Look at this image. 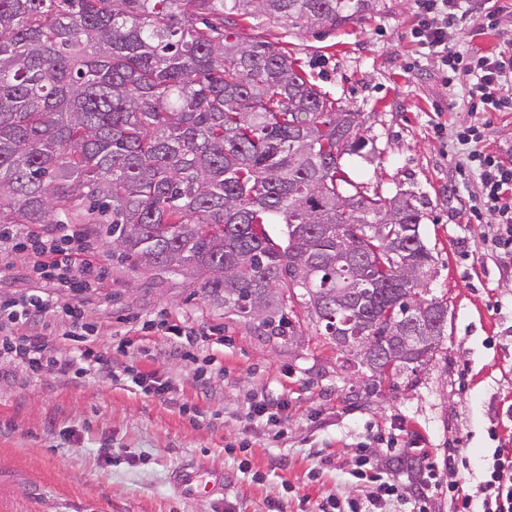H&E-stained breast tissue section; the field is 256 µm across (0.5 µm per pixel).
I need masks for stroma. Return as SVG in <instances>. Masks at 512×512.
<instances>
[{
    "mask_svg": "<svg viewBox=\"0 0 512 512\" xmlns=\"http://www.w3.org/2000/svg\"><path fill=\"white\" fill-rule=\"evenodd\" d=\"M412 0H377L374 12L337 29H295L238 19L237 31L278 44L318 90L363 113L371 152L346 171L368 190L411 193L435 262L427 288L448 302L443 349L417 372L359 397L364 374L317 331L299 296L283 303L287 337L266 336L248 318L210 301L174 274H144L121 260L112 239L85 225L109 274L85 297V321L112 365L90 376L25 368L0 377V512H299L331 496L361 494L351 475L360 457L401 484L381 512H456L448 486L478 496L484 459L512 451V266L486 255L485 221L473 207L475 178L456 165L452 131L470 120L449 93L435 57L414 42ZM206 337L166 357L161 320ZM153 374L161 394L122 376ZM280 398L274 420L250 406ZM464 466L449 472V449ZM421 468L398 471L396 454ZM222 490L177 493L180 468Z\"/></svg>",
    "mask_w": 512,
    "mask_h": 512,
    "instance_id": "35a3bbf8",
    "label": "stroma"
}]
</instances>
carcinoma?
Wrapping results in <instances>:
<instances>
[{"label": "carcinoma", "instance_id": "1", "mask_svg": "<svg viewBox=\"0 0 512 512\" xmlns=\"http://www.w3.org/2000/svg\"><path fill=\"white\" fill-rule=\"evenodd\" d=\"M373 0H0V224H97L145 273L176 272L283 336L298 289L363 391L426 366L448 314L424 297L433 256L407 193L369 196L342 170L365 118L275 44L224 17L294 28L358 22ZM286 225L287 244L265 225ZM371 347L375 361L360 350Z\"/></svg>", "mask_w": 512, "mask_h": 512}]
</instances>
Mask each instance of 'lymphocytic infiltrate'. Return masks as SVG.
<instances>
[{
    "label": "lymphocytic infiltrate",
    "mask_w": 512,
    "mask_h": 512,
    "mask_svg": "<svg viewBox=\"0 0 512 512\" xmlns=\"http://www.w3.org/2000/svg\"><path fill=\"white\" fill-rule=\"evenodd\" d=\"M413 2L415 24L410 37L438 59L446 87L460 90L466 111L474 115L468 125L455 131L454 140L463 149L462 164L477 178V208L494 226L486 243L497 258L512 262V200L507 197L512 191V159H503L483 147L489 127L487 113L512 112V56L464 52L450 38L451 31L464 30L468 25L480 30L496 26L508 8L493 0H472L466 7L461 0ZM0 245L7 253L27 256L39 282L70 289L66 337L84 345L70 359L50 356L51 337L30 330L31 324L54 305L53 296L38 290L0 300V358L17 362L37 376L58 372L80 377L105 363L104 354L85 343L82 296L101 283L103 268L82 233L69 224L21 233L3 224ZM354 476L367 485V494L346 500L329 498L319 503L318 512H377L381 501L399 495L397 485L365 468H356ZM480 491L482 498L477 502L468 495L459 497V512H512V452L495 450L483 466Z\"/></svg>",
    "instance_id": "lymphocytic-infiltrate-1"
}]
</instances>
